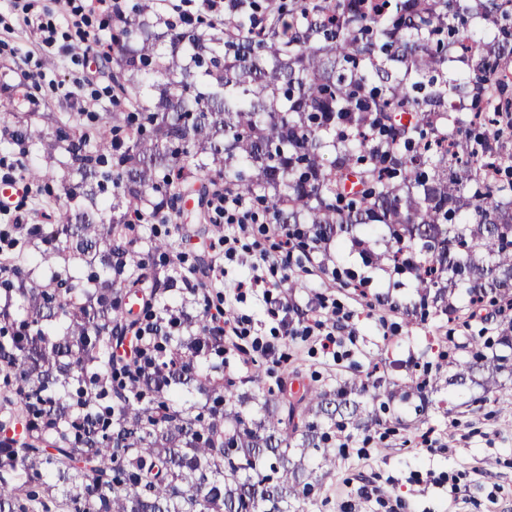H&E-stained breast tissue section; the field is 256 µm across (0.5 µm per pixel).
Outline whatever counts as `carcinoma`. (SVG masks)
I'll return each mask as SVG.
<instances>
[{
	"mask_svg": "<svg viewBox=\"0 0 512 512\" xmlns=\"http://www.w3.org/2000/svg\"><path fill=\"white\" fill-rule=\"evenodd\" d=\"M505 0H254L206 29L159 22L136 7L112 34V107L69 118L54 147L77 178L36 224L56 253L92 268V289L66 273L42 288L17 264L0 272V512L46 507L60 489L68 512H292L332 462L323 427L359 428L356 397L389 391H304L295 409L266 398L259 416L228 380L201 379L179 336L116 369V346L142 315L134 305L169 283L143 251L167 247L154 230L185 197L209 188L263 200L271 224H305L313 242L382 224L398 244L394 268L435 299L460 286L474 308L488 295L512 331V8ZM33 153L27 127L10 133ZM209 313L197 344L221 353ZM448 379L509 371L481 355ZM196 386L219 404L196 408L171 386ZM319 455L310 471L289 456Z\"/></svg>",
	"mask_w": 512,
	"mask_h": 512,
	"instance_id": "1",
	"label": "carcinoma"
}]
</instances>
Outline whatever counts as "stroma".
<instances>
[{"label": "stroma", "mask_w": 512, "mask_h": 512, "mask_svg": "<svg viewBox=\"0 0 512 512\" xmlns=\"http://www.w3.org/2000/svg\"><path fill=\"white\" fill-rule=\"evenodd\" d=\"M82 6L83 0H0V183L26 182L25 194L11 205L14 224L42 223L65 203L74 179L57 154L44 150L37 160L55 172V182L44 186L24 179L20 154L6 141L8 126L24 122L49 143L58 121L82 110L101 111L109 103L106 60L86 63L75 48L80 31H95L106 42L116 23ZM29 14L54 28L53 47L26 23ZM213 216L211 206L192 202L183 216L159 225L172 247L153 256L156 269L165 270L178 254L189 265L200 252H222L224 227ZM363 235L359 226L328 243L322 269L305 267L301 255L292 258L297 271L291 294L301 305L300 316L328 321L336 307L349 316L348 330L337 333L330 350L322 336H287L257 293L235 299L233 284L245 269L229 263L228 284L220 290L223 310L250 317L255 334L273 343L287 362L273 368L244 338L239 350L224 356L225 377L255 393L280 381L293 399L306 388L361 383L372 370L384 388L397 392L429 371L439 379L437 392L393 400L379 423L339 434L345 453L326 466L319 494L301 500V512H386V505L396 502L401 512H512V374H498L492 394L481 370L464 385L447 383L458 361L468 358L472 342H482L486 356L507 354L499 342V318L485 309L470 311L460 290L452 298L453 314L421 308L414 276L397 273L380 258L366 261L356 244ZM424 433L435 452L420 447ZM455 481L463 492L453 499L448 490Z\"/></svg>", "instance_id": "35a3bbf8"}]
</instances>
